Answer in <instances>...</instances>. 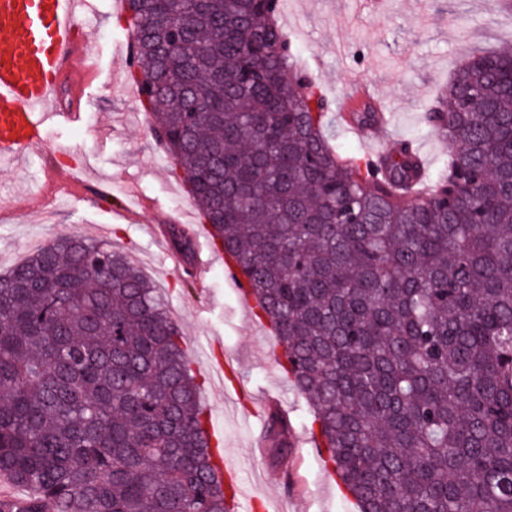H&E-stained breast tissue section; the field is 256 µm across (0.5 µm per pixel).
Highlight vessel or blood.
<instances>
[{"label":"vessel or blood","mask_w":512,"mask_h":512,"mask_svg":"<svg viewBox=\"0 0 512 512\" xmlns=\"http://www.w3.org/2000/svg\"><path fill=\"white\" fill-rule=\"evenodd\" d=\"M87 0H0V163H12L43 141V129L53 117L50 97L62 82L77 83L73 60L78 43L73 22ZM187 232L197 242L192 263L174 260L175 270L201 279L216 255L200 243L195 225ZM224 273L245 303H252L250 285L232 258H225ZM223 435L212 438L215 454L230 496L229 512H254L257 499L250 494L241 469L225 452ZM28 501L24 489L0 475V512H22Z\"/></svg>","instance_id":"b4317fda"}]
</instances>
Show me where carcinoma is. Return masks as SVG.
Returning a JSON list of instances; mask_svg holds the SVG:
<instances>
[{
    "instance_id": "1",
    "label": "carcinoma",
    "mask_w": 512,
    "mask_h": 512,
    "mask_svg": "<svg viewBox=\"0 0 512 512\" xmlns=\"http://www.w3.org/2000/svg\"><path fill=\"white\" fill-rule=\"evenodd\" d=\"M129 72L361 512H512V51L472 53L375 164L327 134L269 0H127ZM170 248L193 253L183 228ZM156 288L79 232L0 275V473L25 512H226ZM268 431L288 454V419Z\"/></svg>"
}]
</instances>
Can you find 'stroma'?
<instances>
[{"label":"stroma","mask_w":512,"mask_h":512,"mask_svg":"<svg viewBox=\"0 0 512 512\" xmlns=\"http://www.w3.org/2000/svg\"><path fill=\"white\" fill-rule=\"evenodd\" d=\"M280 2L276 19L298 68L334 105L351 95L350 77L373 87L390 119L381 148L413 139L433 171L448 157L447 143L425 119L439 88L469 52L512 49V15L499 0H380L372 14L359 12L356 0ZM126 15L116 0H89L74 32L85 56L98 61L94 81L79 98L60 87L63 116L46 129L44 147L23 166L0 164V198L9 203L0 220V274L28 258L34 239L45 244L76 231L106 239L164 295L208 416L222 427L249 491L274 504L288 499L289 512H359L312 436L311 401L289 382L267 320L240 303L223 263L198 282L178 277L165 260L170 247L154 226L203 217L128 80L118 53L129 41ZM75 109L79 121L66 120ZM102 224L108 236H100ZM211 339L235 361L239 385H221L214 369L200 364L196 346ZM266 396L287 405L293 432L304 438L288 456L270 446L262 456L252 453L257 431L241 416Z\"/></svg>","instance_id":"1"}]
</instances>
